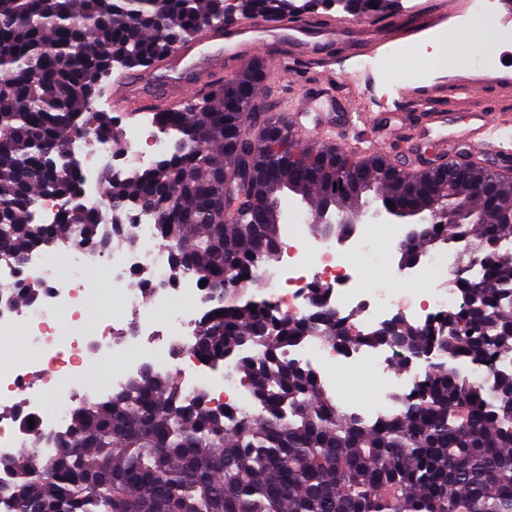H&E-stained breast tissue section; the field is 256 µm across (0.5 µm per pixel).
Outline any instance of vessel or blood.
Returning a JSON list of instances; mask_svg holds the SVG:
<instances>
[{
  "label": "vessel or blood",
  "instance_id": "b4317fda",
  "mask_svg": "<svg viewBox=\"0 0 512 512\" xmlns=\"http://www.w3.org/2000/svg\"><path fill=\"white\" fill-rule=\"evenodd\" d=\"M350 31L349 24L331 21L305 24L271 20L262 24L208 26L198 32L195 40L178 46L151 64V71L163 73L167 79L165 96L153 100L144 96L137 86L126 83L115 93L114 99L129 112L174 109L188 97L205 91L210 76L221 70L223 62L245 66L266 61L267 49L272 45L280 47L282 59L316 61L324 58L326 46ZM402 94L410 98L413 109L391 118L365 111L358 96L336 95L332 81L328 80L313 93L294 91L281 110L292 123L300 113L313 109L340 110L347 127L367 131V148L378 147L389 136L399 143L404 156L415 162L420 159L419 144L424 140L434 145L440 157L453 155L454 145L459 140L465 141L472 155L481 156L495 150L503 157L512 156V89L503 88L493 112L480 105L479 84L469 81L457 86L453 102L447 106L434 103L429 96L412 94L407 88ZM455 112L467 116L464 131L455 128L451 118Z\"/></svg>",
  "mask_w": 512,
  "mask_h": 512
}]
</instances>
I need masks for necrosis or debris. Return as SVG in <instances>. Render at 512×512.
<instances>
[{"label": "necrosis or debris", "instance_id": "obj_1", "mask_svg": "<svg viewBox=\"0 0 512 512\" xmlns=\"http://www.w3.org/2000/svg\"><path fill=\"white\" fill-rule=\"evenodd\" d=\"M168 148V140L151 124L127 133L125 148L119 154L107 137L97 139L90 150L82 139H71L67 149L83 163L80 192L72 200L46 201L39 220L55 222L61 210L75 204L95 209L102 221H109L111 205L102 189L100 172L131 173L154 162ZM374 230V225L361 224L343 238L294 233L293 243L284 248L278 266L261 273L267 300L291 319L309 316L321 304L333 307L356 333L376 328L394 316L423 327L462 305L453 283L444 279L410 298L367 285L364 265L390 260L389 254L372 250ZM126 234V243L105 252L91 244L60 250L61 260L72 269L65 281L58 278L55 263L44 251L32 252L20 265L0 259V288L31 296L27 303L0 308V459L29 447L37 432L46 434L43 452L51 454L55 435L66 430L70 413L79 402L109 396L146 367L177 380L186 394L215 397L242 411L253 409L248 383L236 364L215 369L193 350L196 326L216 309L205 299L198 280L185 277L170 285L169 252L150 217L136 216L127 224ZM98 268L108 273L113 296L125 305L126 320L101 321L90 334L63 335L58 326L61 313H70L76 320L88 317L91 290L84 275ZM133 278L140 280L142 291L130 290ZM318 288L323 291L319 298L314 295ZM17 332L24 335L32 353L30 360L14 356L11 338ZM115 357L124 358V369L106 384L89 386L87 365ZM288 357L309 366L323 392L330 395L336 392L338 374L369 368L383 388L381 399L372 406L347 402L343 408L370 421L393 412L395 397L408 392L415 379L425 373L424 365L418 363L396 368L398 352L391 347L353 346L342 351L313 339L291 346ZM48 392L55 396L50 410L44 405Z\"/></svg>", "mask_w": 512, "mask_h": 512}]
</instances>
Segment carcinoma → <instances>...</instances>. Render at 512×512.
I'll return each mask as SVG.
<instances>
[{"instance_id":"carcinoma-1","label":"carcinoma","mask_w":512,"mask_h":512,"mask_svg":"<svg viewBox=\"0 0 512 512\" xmlns=\"http://www.w3.org/2000/svg\"><path fill=\"white\" fill-rule=\"evenodd\" d=\"M295 0H241L243 13L296 18ZM224 23V0H0V254L22 263L36 249L91 241L102 250L125 242L124 218L136 207L153 216L170 248V282L207 281L206 298L224 314L198 323L194 351L217 365L234 360L259 410L246 413L188 396L150 368L105 401L72 413L63 447L50 459L33 447L4 464L0 501L12 512H512V371L493 382L448 372L438 359L475 366L512 357V222L473 196L476 224H430L404 247L406 265L450 237L483 259L480 274L455 277L460 310L426 327L394 317L366 335L329 309L302 319L244 298L279 261L281 195L356 209L369 196L402 203L425 196L427 168L393 174L386 157H362L323 144L298 148L288 122L258 102L262 68L237 77L233 96L219 82L210 96L152 120L179 137L168 153L130 177L101 180L111 223L75 207L59 221L36 220L47 198L72 195L79 168L48 160L81 132L108 136L121 152L115 116L95 109L114 63L130 69L167 55L201 27ZM243 126L257 137H236ZM360 189L336 193V169L355 163ZM464 167L493 183L503 204L512 178L473 159ZM240 185L239 220L224 222V181ZM265 205L257 223L251 202ZM249 278H244V275ZM308 337L340 348L364 341L400 351L404 367L420 353L434 360L402 398L399 412L373 422L343 412L317 376L287 358Z\"/></svg>"}]
</instances>
